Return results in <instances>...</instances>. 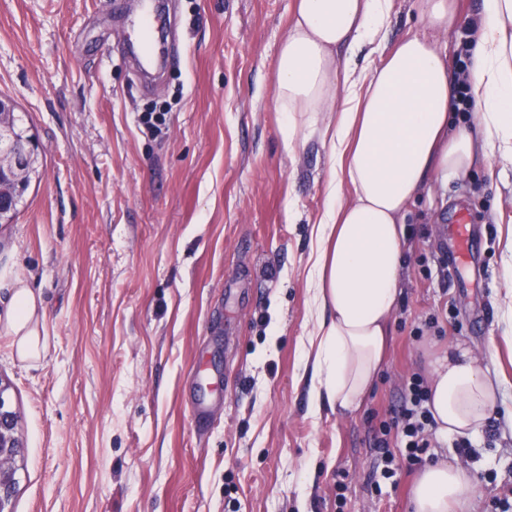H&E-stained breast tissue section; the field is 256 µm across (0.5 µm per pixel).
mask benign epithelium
I'll return each mask as SVG.
<instances>
[{
	"mask_svg": "<svg viewBox=\"0 0 512 512\" xmlns=\"http://www.w3.org/2000/svg\"><path fill=\"white\" fill-rule=\"evenodd\" d=\"M38 164V146L15 128L12 107L0 100V223L13 215L17 200L37 174ZM5 391L6 387L0 385V512L13 495L16 449L22 447L18 417L7 404Z\"/></svg>",
	"mask_w": 512,
	"mask_h": 512,
	"instance_id": "benign-epithelium-1",
	"label": "benign epithelium"
}]
</instances>
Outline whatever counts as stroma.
<instances>
[{"instance_id":"obj_1","label":"stroma","mask_w":512,"mask_h":512,"mask_svg":"<svg viewBox=\"0 0 512 512\" xmlns=\"http://www.w3.org/2000/svg\"><path fill=\"white\" fill-rule=\"evenodd\" d=\"M136 6L0 0V99L39 151L38 178L0 226V314L20 281L44 309L38 360L0 334L24 445L13 512H411L418 472L384 479L372 426L428 355L493 336L492 429L470 455L436 433L425 454L470 469L477 512H490L512 492V183L479 165L421 193L378 380L356 413L314 410L308 276L331 162L321 133L282 135L276 56L295 0H171L179 49L146 88L123 50ZM160 108L166 122L148 132L140 115ZM462 206L474 262L451 273Z\"/></svg>"}]
</instances>
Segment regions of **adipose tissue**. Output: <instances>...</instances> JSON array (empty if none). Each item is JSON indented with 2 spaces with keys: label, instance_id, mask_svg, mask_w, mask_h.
<instances>
[{
  "label": "adipose tissue",
  "instance_id": "ef3b65f1",
  "mask_svg": "<svg viewBox=\"0 0 512 512\" xmlns=\"http://www.w3.org/2000/svg\"><path fill=\"white\" fill-rule=\"evenodd\" d=\"M422 31L381 63H358L390 26L392 0H296L277 58V107L287 143L322 133L332 162L308 284L316 405L356 412L381 370L400 293L409 205L427 183L465 178L475 163L512 168V0H482L468 45L474 110L451 129L448 55L437 33L455 27L453 0H418ZM41 302L17 284L0 330L19 358H39ZM440 435L471 438L501 381L469 347L449 344L426 365ZM475 475L445 460L425 466L412 512H473Z\"/></svg>",
  "mask_w": 512,
  "mask_h": 512
}]
</instances>
